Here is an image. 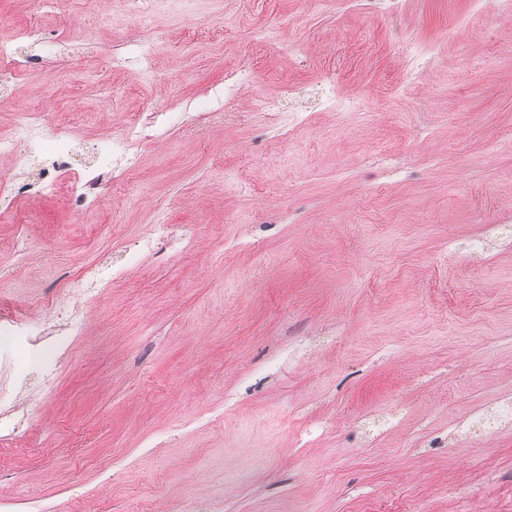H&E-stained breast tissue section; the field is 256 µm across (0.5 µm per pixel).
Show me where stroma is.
Wrapping results in <instances>:
<instances>
[{
	"mask_svg": "<svg viewBox=\"0 0 512 512\" xmlns=\"http://www.w3.org/2000/svg\"><path fill=\"white\" fill-rule=\"evenodd\" d=\"M104 4L0 0V37L32 59L0 86V136L24 101L47 140L77 133L85 169L132 115H169L85 212L0 197V313L126 267L53 392L24 381L33 422L0 446V512H512V18L469 0H405L394 18L177 0L145 22L117 0L101 25ZM452 28L387 103L403 37ZM243 62L257 81L236 118L203 122ZM329 71L368 119L322 105ZM257 95L308 113L289 150ZM161 219L170 239L150 233Z\"/></svg>",
	"mask_w": 512,
	"mask_h": 512,
	"instance_id": "stroma-1",
	"label": "stroma"
}]
</instances>
